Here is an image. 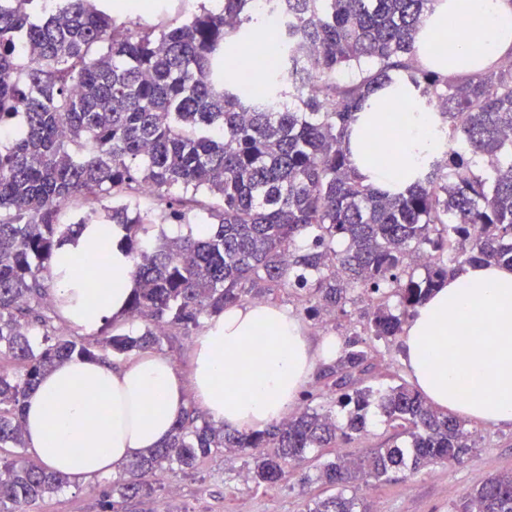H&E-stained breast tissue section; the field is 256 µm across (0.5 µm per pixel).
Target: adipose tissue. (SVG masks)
<instances>
[{
    "mask_svg": "<svg viewBox=\"0 0 512 512\" xmlns=\"http://www.w3.org/2000/svg\"><path fill=\"white\" fill-rule=\"evenodd\" d=\"M451 16L457 25L449 30ZM428 28L445 29L458 51L442 75H475L512 57V0H435ZM389 103L367 113L350 142L355 151L370 138L386 143L387 163H358L367 182L382 188L439 149L414 95ZM115 234L112 225H88L52 263L62 318L85 335L120 319L132 292L131 264L114 246ZM402 351L413 383L433 406L487 426H512V268L476 263L450 275L409 318ZM339 353L335 337L308 336L288 308L231 306L197 336L190 372L149 350L127 361L76 357L47 372L24 403L26 446L50 470L88 480L163 445L192 406L225 428L261 430L282 420L317 366ZM464 378L475 380V389L463 390Z\"/></svg>",
    "mask_w": 512,
    "mask_h": 512,
    "instance_id": "obj_1",
    "label": "adipose tissue"
}]
</instances>
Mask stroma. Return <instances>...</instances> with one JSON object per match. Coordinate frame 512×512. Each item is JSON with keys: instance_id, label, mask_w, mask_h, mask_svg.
<instances>
[{"instance_id": "1", "label": "stroma", "mask_w": 512, "mask_h": 512, "mask_svg": "<svg viewBox=\"0 0 512 512\" xmlns=\"http://www.w3.org/2000/svg\"><path fill=\"white\" fill-rule=\"evenodd\" d=\"M147 9H127L123 0H112L111 14L122 21H138L165 26L199 6L214 8L220 0H174L171 7L156 9V0H147ZM365 303L349 307L345 316L323 322L303 318L309 335L334 336L347 340L362 327ZM400 339L377 343L378 356L367 378L377 389L409 381L400 357ZM467 429L480 436L478 448L462 462L439 464L417 474L386 483H369L362 494L370 512H454L456 505L475 486L492 476L512 471V427H491L467 422ZM316 462H303L288 480L271 488L247 483L245 458L224 452L200 462L188 471H165L157 476L161 486L159 501L165 512H306L312 501L330 490L316 481ZM112 488L108 477L87 482H70L62 491L44 498L34 512H101V495Z\"/></svg>"}]
</instances>
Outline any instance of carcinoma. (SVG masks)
Returning a JSON list of instances; mask_svg holds the SVG:
<instances>
[{
	"label": "carcinoma",
	"instance_id": "1",
	"mask_svg": "<svg viewBox=\"0 0 512 512\" xmlns=\"http://www.w3.org/2000/svg\"><path fill=\"white\" fill-rule=\"evenodd\" d=\"M35 0H0V124L21 131L0 147V512H30L67 478L24 457L26 397L50 369L77 356L105 359L189 336L228 306L281 288L306 293L314 317L371 302L363 336L350 338L322 375L336 403L311 394L303 409L264 430L228 431L189 410L169 440L147 450L112 485L119 501L157 500L145 476L191 470L226 449L246 458L258 488L288 480L307 455L336 448L317 480L337 488L309 512H367L369 481L461 461L476 447L466 425L401 383L364 385L372 342L404 320L464 263L512 266V59L452 83L414 66L432 0H289L290 14L224 0L179 25L119 22L94 0H55L43 21ZM272 21L276 34L258 36ZM30 44L35 55L18 52ZM402 82L420 99L447 148L382 189L365 182L348 144L358 113ZM179 187L184 195L173 196ZM112 197L78 215L77 197ZM144 195L171 219L204 210L206 235L167 236ZM88 224H114L132 263L126 314L138 335L66 333L45 282L56 250ZM424 275L418 276V269ZM40 341L33 342V329ZM377 405L403 428L392 444L340 451ZM456 512H512V471L468 493Z\"/></svg>",
	"mask_w": 512,
	"mask_h": 512
}]
</instances>
